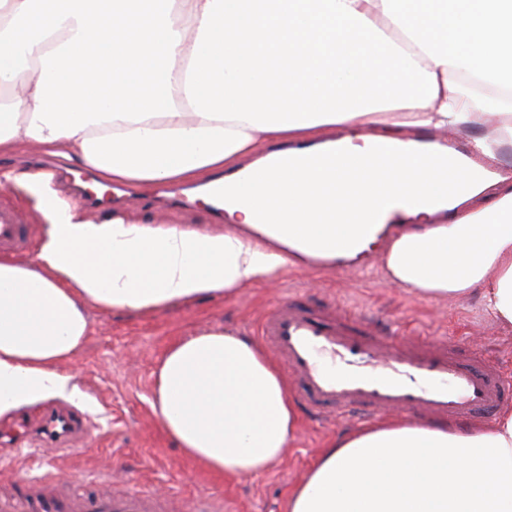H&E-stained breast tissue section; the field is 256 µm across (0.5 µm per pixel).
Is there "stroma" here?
<instances>
[{
  "mask_svg": "<svg viewBox=\"0 0 512 512\" xmlns=\"http://www.w3.org/2000/svg\"><path fill=\"white\" fill-rule=\"evenodd\" d=\"M116 212L132 221L158 219L181 227L226 228L213 217L209 202L180 203L174 195L160 193L154 183L137 185L132 198L112 189L103 206L86 217L101 222ZM291 295L314 310L342 301L358 305L376 322L400 321L407 333L422 331L437 341L460 331L512 376V328L498 324L478 298L435 301L388 285L376 256L364 271L291 267L274 284L257 283L232 298L197 300L168 311L137 315L95 311L86 344L63 366L81 392L80 409L93 419L89 442L75 453L48 460L1 458L0 491L10 492L17 480L48 472L72 494L108 492L115 486L143 488L188 504L217 499L224 512H284L289 490L305 477L323 444L348 430V423L320 424L302 416L296 440L281 461L263 473L231 478L186 456L161 428L151 402L156 365L175 341L213 328L256 338L263 316Z\"/></svg>",
  "mask_w": 512,
  "mask_h": 512,
  "instance_id": "1",
  "label": "stroma"
}]
</instances>
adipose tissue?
<instances>
[{
	"label": "adipose tissue",
	"instance_id": "obj_1",
	"mask_svg": "<svg viewBox=\"0 0 512 512\" xmlns=\"http://www.w3.org/2000/svg\"><path fill=\"white\" fill-rule=\"evenodd\" d=\"M487 86L475 93L459 72ZM512 146V0H0V155L33 147L102 180L199 181L273 142L348 133L318 168L255 172L257 207L227 220L265 236L122 216L96 223L42 178L0 172L44 222L32 260L0 258V421L80 397L61 366L88 309H169L274 280L291 265L275 233L356 256L380 251L387 283L422 298L479 297L512 328V185L461 210L444 169L378 159L359 131L408 127ZM152 407L213 472L252 476L299 428L282 367L210 330L160 360ZM285 512H512V408L485 426L394 417L329 441Z\"/></svg>",
	"mask_w": 512,
	"mask_h": 512
}]
</instances>
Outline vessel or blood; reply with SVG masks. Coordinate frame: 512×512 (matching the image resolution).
I'll return each instance as SVG.
<instances>
[{
    "mask_svg": "<svg viewBox=\"0 0 512 512\" xmlns=\"http://www.w3.org/2000/svg\"><path fill=\"white\" fill-rule=\"evenodd\" d=\"M446 156L419 158L449 170L476 167L455 141ZM253 200V183L239 179L216 184L211 203ZM26 221L9 205H0V250L21 252L27 246ZM262 342L282 361L302 404L317 419L355 417L378 420L404 411L431 423L490 422L507 398L508 387L485 355L466 343L435 344L408 339L369 319L358 308L336 304L313 310L295 299L281 301L259 326ZM90 417L76 408L49 405L32 421L1 436L49 454L73 453L91 433ZM171 503L139 490L109 494L65 493L55 480H28L0 495V512H170Z\"/></svg>",
    "mask_w": 512,
    "mask_h": 512,
    "instance_id": "1",
    "label": "vessel or blood"
}]
</instances>
